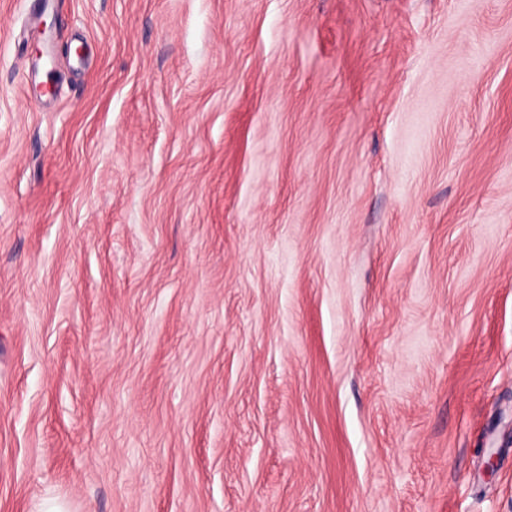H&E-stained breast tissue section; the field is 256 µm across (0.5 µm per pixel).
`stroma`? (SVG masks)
<instances>
[{
    "mask_svg": "<svg viewBox=\"0 0 512 512\" xmlns=\"http://www.w3.org/2000/svg\"><path fill=\"white\" fill-rule=\"evenodd\" d=\"M29 6L0 512H512V0Z\"/></svg>",
    "mask_w": 512,
    "mask_h": 512,
    "instance_id": "1",
    "label": "stroma"
}]
</instances>
